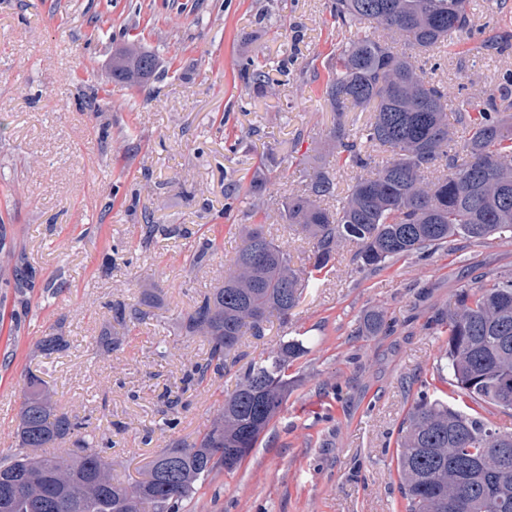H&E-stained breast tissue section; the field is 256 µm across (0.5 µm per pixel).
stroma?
Wrapping results in <instances>:
<instances>
[{
  "instance_id": "1",
  "label": "stroma",
  "mask_w": 512,
  "mask_h": 512,
  "mask_svg": "<svg viewBox=\"0 0 512 512\" xmlns=\"http://www.w3.org/2000/svg\"><path fill=\"white\" fill-rule=\"evenodd\" d=\"M474 26L496 36L442 54L436 80L482 100L512 63V0H472ZM180 16L174 27L168 20ZM331 0H0V244L23 251L34 286L0 281V458L16 447L28 374L47 381L59 410L91 416L112 438L106 456L139 478L154 453L192 440L241 374L280 341L306 352L289 370L288 399L240 466L212 474L181 512H403L398 431L419 391L451 392L435 366L440 319L480 275L512 270V240L463 238L377 271L341 244L335 272L311 282L288 320L244 336L223 376L185 383L209 355L181 319L228 268L241 231L263 225L307 265L312 245L276 201L300 187L304 166L329 161L335 122L322 90L336 49ZM155 54L144 87L112 81L128 43ZM259 59L276 96L251 86ZM123 140L127 152L111 150ZM271 165L274 203L257 212L253 172ZM157 230L144 241L145 222ZM206 250L201 265L192 255ZM156 301L100 355L107 303ZM383 312L378 333L357 330ZM58 330L68 349L37 341ZM180 423L164 426L168 401Z\"/></svg>"
}]
</instances>
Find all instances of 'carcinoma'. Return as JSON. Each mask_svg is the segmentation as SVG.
I'll use <instances>...</instances> for the list:
<instances>
[{
	"label": "carcinoma",
	"instance_id": "carcinoma-1",
	"mask_svg": "<svg viewBox=\"0 0 512 512\" xmlns=\"http://www.w3.org/2000/svg\"><path fill=\"white\" fill-rule=\"evenodd\" d=\"M338 24L356 28L337 50L324 95L336 115L328 133L336 163L371 169L334 206L333 175L317 166L303 172L304 189L281 203V218L312 240L310 265L291 266L288 251L256 224L227 273L201 295L182 318L188 336H200L209 357L193 365L189 380L224 376V365L245 331L260 336L273 313L286 320L304 301L308 283L332 271L337 248L357 244L353 261L379 270L389 261L448 242L512 238V93L490 89L481 102L448 108V86L418 64L474 36L467 0H334ZM402 42L410 52L398 51ZM252 82L274 95L264 65L251 64ZM158 59L134 43L112 58V79L142 84L157 73ZM373 107V120L355 133L343 116L350 107ZM369 145L390 152L379 161ZM268 171L253 174L249 191L260 201ZM0 279L19 291L33 287L22 256L0 247ZM113 323L125 327L140 311L108 304ZM372 309L359 330L382 329ZM68 342L58 331L37 348L60 352ZM305 353L299 340L282 341L267 357L249 364L236 390L191 441L159 450L135 482L112 473L99 449L112 447L90 418L57 410L42 378L24 384L17 452L0 459V512H180L210 475L234 471L258 442L288 395V370ZM439 367L470 401L461 408L421 394L399 429L397 473L405 512H512V466L501 449H512V433L501 432L477 408L512 411V273L490 275L460 290L448 312L446 346ZM68 440V457L42 455Z\"/></svg>",
	"mask_w": 512,
	"mask_h": 512
}]
</instances>
